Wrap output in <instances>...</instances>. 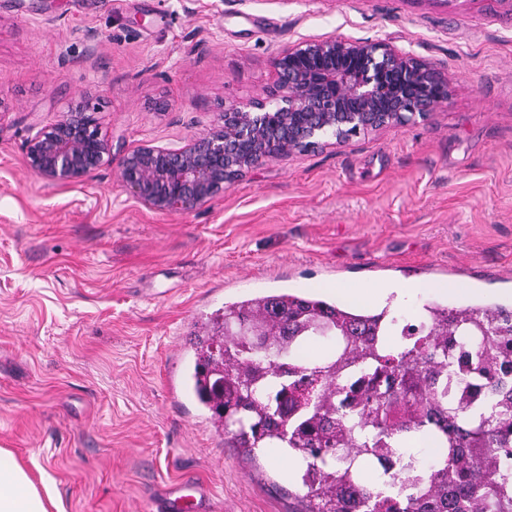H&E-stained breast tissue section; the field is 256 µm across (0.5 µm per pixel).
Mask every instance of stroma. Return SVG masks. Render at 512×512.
Here are the masks:
<instances>
[{
  "instance_id": "stroma-1",
  "label": "stroma",
  "mask_w": 512,
  "mask_h": 512,
  "mask_svg": "<svg viewBox=\"0 0 512 512\" xmlns=\"http://www.w3.org/2000/svg\"><path fill=\"white\" fill-rule=\"evenodd\" d=\"M382 41L434 62L426 120L270 159L194 209L129 195L112 159L74 184L27 167L30 127L97 104L125 149L178 148L263 98L288 44ZM459 280L512 301V5L505 0H0V448L62 512H300L270 453L229 447L186 388L225 303L323 281Z\"/></svg>"
}]
</instances>
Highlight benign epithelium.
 <instances>
[{"mask_svg": "<svg viewBox=\"0 0 512 512\" xmlns=\"http://www.w3.org/2000/svg\"><path fill=\"white\" fill-rule=\"evenodd\" d=\"M272 65L268 97L251 109H224L179 149L147 143L123 152V187L150 209L190 210L266 160L423 120L450 95L436 64L379 42H301L277 52ZM25 152L33 174L69 184L112 156V140L100 132L97 109L82 101L29 136Z\"/></svg>", "mask_w": 512, "mask_h": 512, "instance_id": "1", "label": "benign epithelium"}]
</instances>
